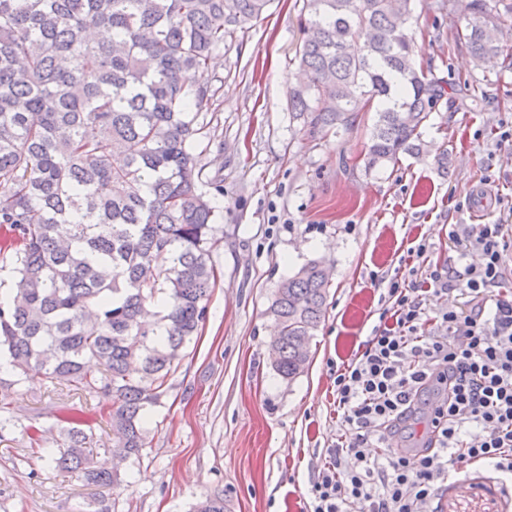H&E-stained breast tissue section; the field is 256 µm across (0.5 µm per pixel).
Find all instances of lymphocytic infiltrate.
Returning <instances> with one entry per match:
<instances>
[{
  "instance_id": "obj_1",
  "label": "lymphocytic infiltrate",
  "mask_w": 512,
  "mask_h": 512,
  "mask_svg": "<svg viewBox=\"0 0 512 512\" xmlns=\"http://www.w3.org/2000/svg\"><path fill=\"white\" fill-rule=\"evenodd\" d=\"M501 227L466 233L479 264L394 277L392 313L365 349L336 369L343 438L309 490V512H423L463 468L512 477V295L498 292L505 268ZM459 287L469 314L443 313L430 330L429 297ZM436 401L434 443L384 448L386 434L413 416L423 395Z\"/></svg>"
}]
</instances>
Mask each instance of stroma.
Masks as SVG:
<instances>
[{"mask_svg": "<svg viewBox=\"0 0 512 512\" xmlns=\"http://www.w3.org/2000/svg\"><path fill=\"white\" fill-rule=\"evenodd\" d=\"M302 5L271 0L210 63L216 95L202 162L224 186L213 231L217 281L205 322L146 414L141 457L121 465L123 482L110 490L56 471L49 455L64 444L66 417L90 429L98 460L111 462L105 401L26 380L4 397L0 512H191L217 491L228 512H307L310 484L336 442V368L380 325L409 250L426 245L427 270L458 268L452 229L512 225L500 208L473 211L479 191L512 197V142L498 136L512 125V74H503L502 56L476 66L455 44L460 6L415 0L416 63L454 89L422 127L418 155L368 173L374 113H355L350 128L327 134L288 110ZM311 260L330 267L331 287L310 362L287 382L267 357L276 328L268 308L278 285ZM460 479L466 491L441 488L438 512H512L511 479L480 467Z\"/></svg>", "mask_w": 512, "mask_h": 512, "instance_id": "35a3bbf8", "label": "stroma"}]
</instances>
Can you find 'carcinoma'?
Wrapping results in <instances>:
<instances>
[{
	"instance_id": "obj_1",
	"label": "carcinoma",
	"mask_w": 512,
	"mask_h": 512,
	"mask_svg": "<svg viewBox=\"0 0 512 512\" xmlns=\"http://www.w3.org/2000/svg\"><path fill=\"white\" fill-rule=\"evenodd\" d=\"M270 0H0V353L30 375L111 402L112 457L145 445V416L206 319L216 284L218 219L199 144L214 96L212 55ZM413 0H303L300 74L290 111L313 129L374 112L365 168L396 165L452 83L417 68L406 24ZM456 29L474 61L500 51L485 28L505 0H470ZM112 30L96 42L91 30ZM170 255L167 266L155 257ZM329 268L310 261L269 307L271 365L293 381L324 316ZM51 457L99 488L120 482L77 420ZM194 512H224V494Z\"/></svg>"
}]
</instances>
